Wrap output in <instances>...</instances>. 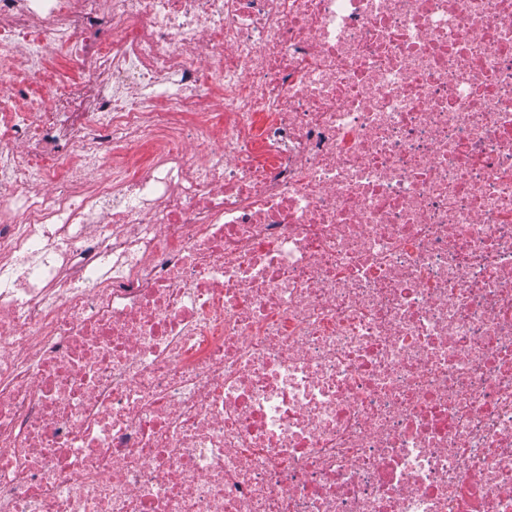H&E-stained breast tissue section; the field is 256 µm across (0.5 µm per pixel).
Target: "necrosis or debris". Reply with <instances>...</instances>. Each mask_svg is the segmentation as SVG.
Returning a JSON list of instances; mask_svg holds the SVG:
<instances>
[{
	"mask_svg": "<svg viewBox=\"0 0 512 512\" xmlns=\"http://www.w3.org/2000/svg\"><path fill=\"white\" fill-rule=\"evenodd\" d=\"M0 78V512H512V0H0Z\"/></svg>",
	"mask_w": 512,
	"mask_h": 512,
	"instance_id": "obj_1",
	"label": "necrosis or debris"
}]
</instances>
